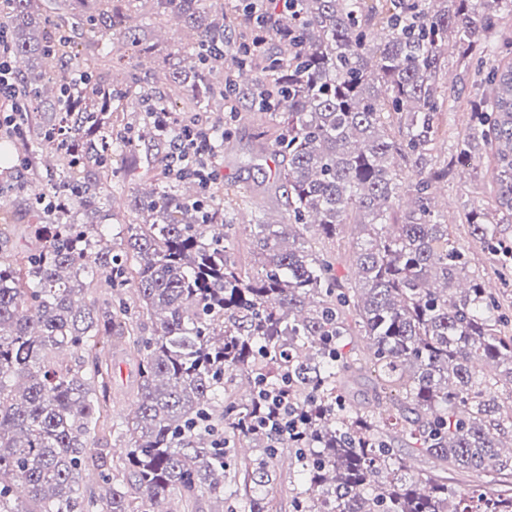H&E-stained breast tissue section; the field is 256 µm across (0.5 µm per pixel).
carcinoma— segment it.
Wrapping results in <instances>:
<instances>
[{
    "label": "carcinoma",
    "mask_w": 512,
    "mask_h": 512,
    "mask_svg": "<svg viewBox=\"0 0 512 512\" xmlns=\"http://www.w3.org/2000/svg\"><path fill=\"white\" fill-rule=\"evenodd\" d=\"M38 0H12L0 15L12 60L32 57L19 97L45 113L35 140L58 167L45 178L64 194H38L25 210L40 246L0 257V512H169L179 499L224 502L231 449L259 448L237 463L247 512H270L280 450L293 452L307 486L295 512H512V335L484 276L436 211L431 186L463 160L487 151L497 187L495 214L470 208L472 234L512 259L501 225L512 223V35L497 34L512 0H295L265 36L278 56L251 78L257 111L277 122L273 152L286 188L288 218L239 227L226 207L240 196H201L195 177L169 165L131 201L136 218L121 250L104 242L98 207L112 179V152L136 150L150 137L170 146L176 104L156 97L137 138L112 142V113L137 112L149 97L128 75L112 89L108 52L83 54L66 35L83 18L107 33L126 31V0H55L58 22L45 23ZM196 27L190 73L165 77L186 92L189 112L224 111V57H240L224 40V0H149ZM457 63L481 75L485 92L451 162L428 155L449 111L442 91L448 39ZM79 65L86 83L69 90L49 78ZM168 121L155 123L153 113ZM85 224L67 221L70 205ZM351 229L353 271L311 239L336 240ZM244 234L251 260L241 263ZM106 280L116 294L130 285L139 315L152 324L135 333L122 298L86 302ZM133 338L138 394L132 418L108 421L107 351ZM374 376L371 402L349 399L351 385ZM288 389L299 434L262 423L259 389ZM398 427L410 454L439 462L441 472L408 474L391 435ZM122 431L129 447L112 473L98 431ZM99 471L105 492L87 496L83 471ZM487 478L477 492L448 484L444 473Z\"/></svg>",
    "instance_id": "1"
}]
</instances>
